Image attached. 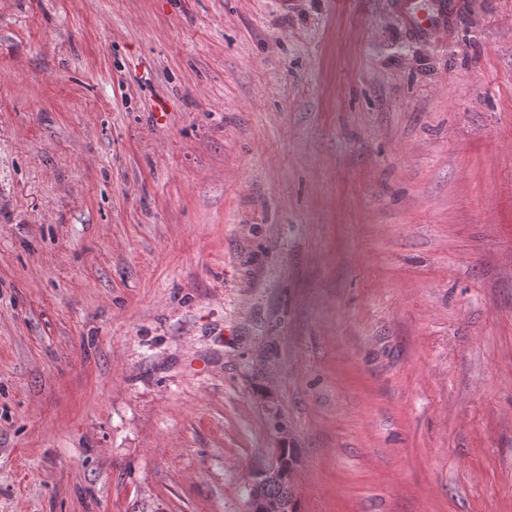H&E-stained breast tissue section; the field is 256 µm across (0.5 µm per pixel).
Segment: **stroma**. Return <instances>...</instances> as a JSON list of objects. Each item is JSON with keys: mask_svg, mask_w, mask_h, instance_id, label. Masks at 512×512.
I'll use <instances>...</instances> for the list:
<instances>
[{"mask_svg": "<svg viewBox=\"0 0 512 512\" xmlns=\"http://www.w3.org/2000/svg\"><path fill=\"white\" fill-rule=\"evenodd\" d=\"M0 0V512H512V0ZM424 7V0H399L401 11L409 18L414 29L421 33L432 32L439 29L444 24V15L439 9ZM278 449L275 451L272 462L248 486L249 512H288L289 510L286 501L288 500L289 504L293 497V491H290L288 487L287 496V490L282 484L288 485L293 483L295 469L288 473V477L286 476ZM264 489L268 497L286 501L267 498L264 494Z\"/></svg>", "mask_w": 512, "mask_h": 512, "instance_id": "obj_1", "label": "stroma"}]
</instances>
